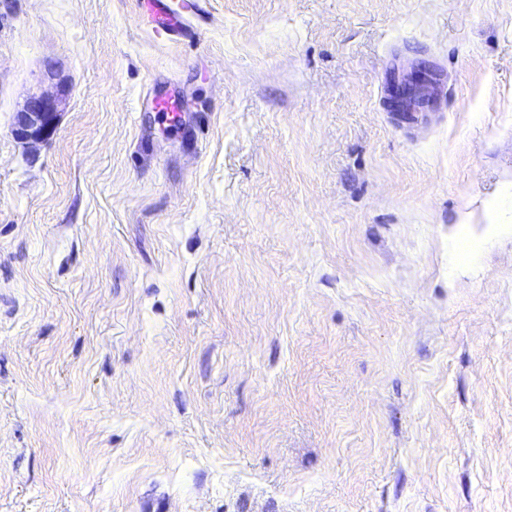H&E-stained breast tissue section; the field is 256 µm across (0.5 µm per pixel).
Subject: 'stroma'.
I'll return each instance as SVG.
<instances>
[{
	"label": "stroma",
	"mask_w": 512,
	"mask_h": 512,
	"mask_svg": "<svg viewBox=\"0 0 512 512\" xmlns=\"http://www.w3.org/2000/svg\"><path fill=\"white\" fill-rule=\"evenodd\" d=\"M135 15L0 0V512H512V0ZM137 16L142 24L150 26L160 38L170 39L181 35L184 26L181 13L191 8L195 11L204 0H140ZM194 1V2H190ZM439 78L426 64L415 66L413 70L395 80L392 85L391 103L399 112H408L407 100L416 95L422 99L433 100L432 91L438 84ZM58 112V99L41 93L31 96L24 107L16 112L13 132L23 140H44L54 129ZM153 107L164 122L172 126L180 123L182 118V102L180 99L171 95L157 96L153 99Z\"/></svg>",
	"instance_id": "stroma-1"
}]
</instances>
